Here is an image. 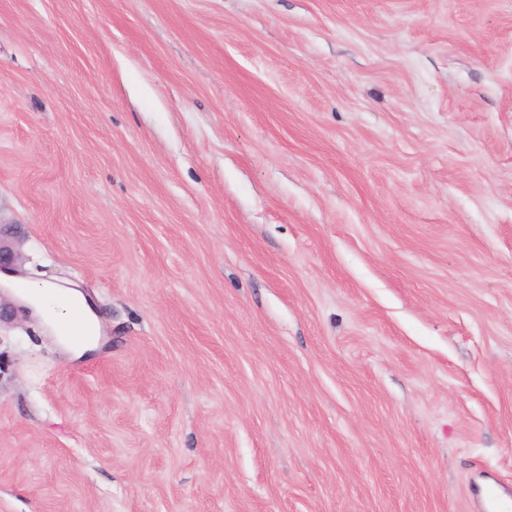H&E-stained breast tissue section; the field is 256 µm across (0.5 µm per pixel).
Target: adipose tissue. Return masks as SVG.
Returning <instances> with one entry per match:
<instances>
[{"label": "adipose tissue", "mask_w": 512, "mask_h": 512, "mask_svg": "<svg viewBox=\"0 0 512 512\" xmlns=\"http://www.w3.org/2000/svg\"><path fill=\"white\" fill-rule=\"evenodd\" d=\"M20 294L27 305L57 329L70 327L80 332V339L70 342L75 351L87 350L90 339L98 336L100 326L97 315L80 292L42 283L21 287Z\"/></svg>", "instance_id": "1"}]
</instances>
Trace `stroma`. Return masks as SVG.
Segmentation results:
<instances>
[{
    "mask_svg": "<svg viewBox=\"0 0 512 512\" xmlns=\"http://www.w3.org/2000/svg\"><path fill=\"white\" fill-rule=\"evenodd\" d=\"M0 512L512 494V0H0ZM23 255L16 244L5 237L3 227L0 226V274L14 273L16 266L22 261ZM20 295L27 305L38 312L45 320L52 322L59 335L77 352L90 348V341L99 336L100 326L97 315L86 297L74 289H62L53 284L42 283L19 288ZM74 323V326H72ZM64 328L74 332L87 330V336L75 340L63 334Z\"/></svg>",
    "mask_w": 512,
    "mask_h": 512,
    "instance_id": "obj_1",
    "label": "stroma"
}]
</instances>
